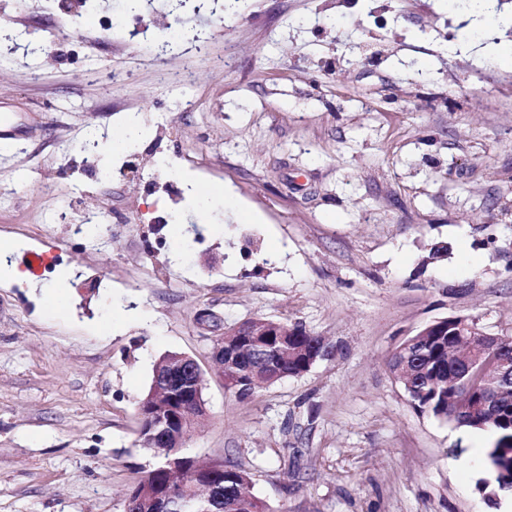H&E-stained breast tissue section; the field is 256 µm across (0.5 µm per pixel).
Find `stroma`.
<instances>
[{
    "label": "stroma",
    "mask_w": 512,
    "mask_h": 512,
    "mask_svg": "<svg viewBox=\"0 0 512 512\" xmlns=\"http://www.w3.org/2000/svg\"><path fill=\"white\" fill-rule=\"evenodd\" d=\"M127 5L0 0V29L58 35L0 65V240L20 270L52 259L0 282V512H125L169 351L208 372L186 456L250 472L270 512H512V490L491 508L476 487L491 435L416 412L387 367L450 316L512 336V63L477 38L447 53L462 0ZM123 24L183 39L159 56ZM131 114L144 133L112 152ZM74 194L107 214L106 246L39 225ZM254 319L331 352L239 398L209 354Z\"/></svg>",
    "instance_id": "obj_1"
}]
</instances>
